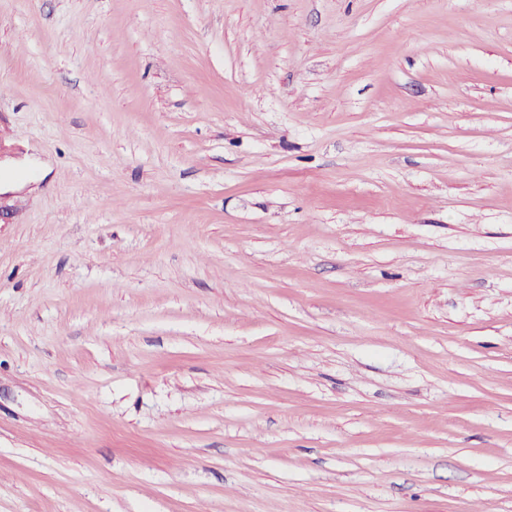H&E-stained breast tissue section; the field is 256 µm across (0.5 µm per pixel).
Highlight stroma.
<instances>
[{"label":"stroma","instance_id":"obj_1","mask_svg":"<svg viewBox=\"0 0 512 512\" xmlns=\"http://www.w3.org/2000/svg\"><path fill=\"white\" fill-rule=\"evenodd\" d=\"M0 512H512V0H0Z\"/></svg>","mask_w":512,"mask_h":512}]
</instances>
